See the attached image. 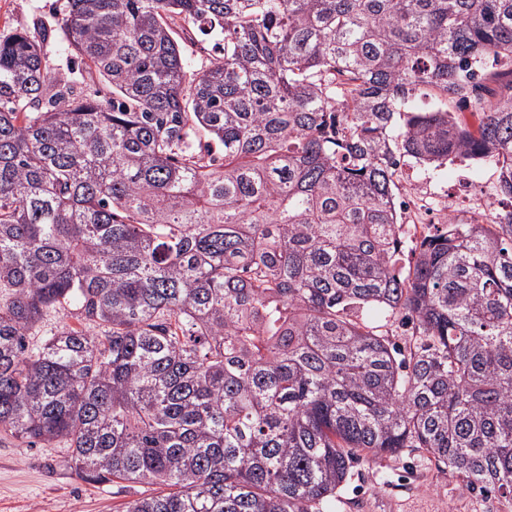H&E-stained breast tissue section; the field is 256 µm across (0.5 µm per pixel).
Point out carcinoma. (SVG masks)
I'll return each mask as SVG.
<instances>
[{
  "mask_svg": "<svg viewBox=\"0 0 512 512\" xmlns=\"http://www.w3.org/2000/svg\"><path fill=\"white\" fill-rule=\"evenodd\" d=\"M58 25L67 80L0 36V428L160 487L124 512H334L353 453L405 448L512 501V209L405 268L394 194L399 156L461 157L512 202V0H68ZM71 303L103 338L28 347ZM184 27L188 30L189 34L193 37L194 40L192 42L188 39L186 40L185 37L187 38V36L185 35V33L183 34V31L181 30H178L179 37L181 38L182 44L187 54H193L192 56L195 58L197 66L200 67L202 64H205L208 55L207 53L211 52L212 45L207 39V37L202 36L198 31H196L195 28H193L192 25L188 26L187 24H185ZM189 29H191L192 32ZM200 47H205L208 50H205L204 53L199 49Z\"/></svg>",
  "mask_w": 512,
  "mask_h": 512,
  "instance_id": "carcinoma-1",
  "label": "carcinoma"
}]
</instances>
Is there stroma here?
Here are the masks:
<instances>
[{
	"mask_svg": "<svg viewBox=\"0 0 512 512\" xmlns=\"http://www.w3.org/2000/svg\"><path fill=\"white\" fill-rule=\"evenodd\" d=\"M67 0H0V34L35 32L54 24ZM489 161H451L434 168L407 158L401 164L399 196L417 188L435 209H447L459 187L493 190ZM71 450L60 441L31 448L0 435V512H122L125 503L153 494L149 484H93L69 466ZM489 500L463 490L435 460L407 448L393 455L356 456L351 476L337 495L335 512H490Z\"/></svg>",
	"mask_w": 512,
	"mask_h": 512,
	"instance_id": "1",
	"label": "stroma"
}]
</instances>
